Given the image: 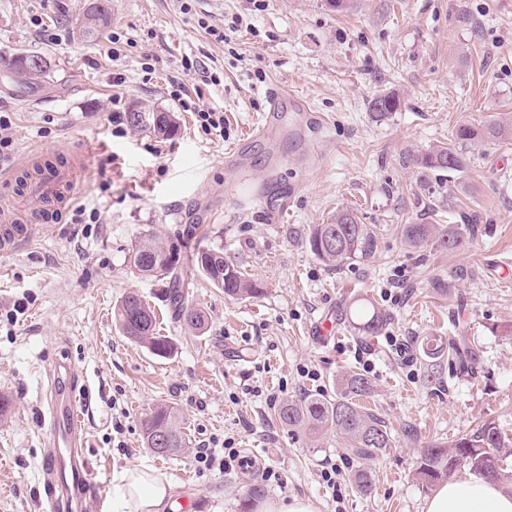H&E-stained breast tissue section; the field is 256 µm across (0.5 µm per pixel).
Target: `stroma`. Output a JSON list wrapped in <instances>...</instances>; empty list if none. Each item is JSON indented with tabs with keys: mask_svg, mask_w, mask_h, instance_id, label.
Returning <instances> with one entry per match:
<instances>
[{
	"mask_svg": "<svg viewBox=\"0 0 512 512\" xmlns=\"http://www.w3.org/2000/svg\"><path fill=\"white\" fill-rule=\"evenodd\" d=\"M91 2L0 0V111L16 147L0 207L43 223L42 202L12 171L65 156L85 164L51 230L0 253V395L11 401L0 416V512H49L40 412L58 361L86 387L84 512H110L114 476L142 464L167 476L175 510L299 496L319 512H424L421 448L489 421L512 441V139L467 145L460 176L424 178L406 158L451 144L459 126L512 119V0H352L344 12L326 0H108L109 23L89 43L77 22ZM22 50L45 55L51 76L16 83L7 62ZM279 86L302 104L282 102L265 122L266 93ZM381 92L401 98L382 118L370 108ZM196 105L223 113V136L201 131ZM141 107L172 113L175 132L132 124ZM79 205L97 223H72ZM342 209L374 225L377 248L334 270L306 236ZM463 212L482 225L465 250L405 243L404 225L455 224ZM188 224L202 236L183 238ZM148 234L177 246L184 265L223 249L263 294L235 300L194 278L185 299L208 326L190 330L163 298L165 278L129 263ZM133 290L175 342L171 357L116 327L112 308ZM361 299L389 315L383 335L348 323ZM323 319L335 328L324 341L313 334ZM425 336L465 339L474 373L428 383L411 350ZM350 372L372 383L361 404L393 438L365 461L336 435L315 440L277 417L285 400L335 395ZM158 403L178 409L187 438L169 458L144 444L141 421ZM228 440L263 463L224 468ZM202 447L215 464L199 462ZM331 467L337 497L321 477ZM360 467L371 493L352 480Z\"/></svg>",
	"mask_w": 512,
	"mask_h": 512,
	"instance_id": "1",
	"label": "stroma"
}]
</instances>
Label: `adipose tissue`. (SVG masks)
<instances>
[{
    "label": "adipose tissue",
    "instance_id": "adipose-tissue-1",
    "mask_svg": "<svg viewBox=\"0 0 512 512\" xmlns=\"http://www.w3.org/2000/svg\"><path fill=\"white\" fill-rule=\"evenodd\" d=\"M171 486L155 468L142 465L114 479L112 512H167ZM424 512H512V492L481 478L442 483Z\"/></svg>",
    "mask_w": 512,
    "mask_h": 512
}]
</instances>
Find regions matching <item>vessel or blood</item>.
<instances>
[{"label":"vessel or blood","mask_w":512,"mask_h":512,"mask_svg":"<svg viewBox=\"0 0 512 512\" xmlns=\"http://www.w3.org/2000/svg\"><path fill=\"white\" fill-rule=\"evenodd\" d=\"M77 174L69 168L45 173L40 179L43 198L52 199L60 187L75 186ZM36 231L35 225L24 223L21 217H0V251L9 253L28 242ZM52 400L43 420L44 493L55 512H71L72 497L88 482V465L83 454L85 433L82 405L75 381H63L60 368H53Z\"/></svg>","instance_id":"vessel-or-blood-1"}]
</instances>
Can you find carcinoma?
Returning a JSON list of instances; mask_svg holds the SVG:
<instances>
[{"label":"carcinoma","mask_w":512,"mask_h":512,"mask_svg":"<svg viewBox=\"0 0 512 512\" xmlns=\"http://www.w3.org/2000/svg\"><path fill=\"white\" fill-rule=\"evenodd\" d=\"M109 20L105 2L93 6L84 17L79 35L87 42L98 38ZM21 56L12 58L10 69L20 83H37L49 75V66L37 72L17 68ZM401 106L400 98L394 93H379L371 100L372 111L386 116ZM153 130L162 136H170L176 130L171 115L166 112L152 113ZM512 137V123L494 122L482 127L461 126L455 134L457 144L440 146L411 159V163L422 171H448L463 173L470 167V157L464 146L484 140L497 141ZM476 224H406L403 234L414 247L430 242L437 247L457 252L465 249L476 236ZM311 251L333 269L343 267L349 261L370 255L376 248V233L368 224L360 223L351 211L336 214L331 224L312 225L308 237ZM131 266L144 277L168 275L169 286L163 292L175 316L194 330L206 328V316L197 307L185 304L182 288L185 279L178 272L180 255L165 246L155 236L141 238L129 253ZM191 272L206 278L215 287L224 290L232 298H250L260 295V283L246 279L229 261L224 259L222 249L208 248L197 251L192 259ZM124 296L114 309V319L128 339L144 344L158 357L173 354L175 344L168 336L156 333V320L151 307L140 300L143 319H138L128 306ZM352 323L358 331L367 336L379 335L388 324V315L370 302L361 303L353 309ZM420 363L427 381L435 382L440 376L444 362L462 373L472 370L477 354L461 348L455 342L447 343L436 336H427L415 343ZM371 384L360 374H348L338 381L336 398L318 394H306L283 403L278 409L279 421L291 428H302L310 434L334 433L345 444L348 455L368 460L392 445L387 426L374 414L362 410L357 399L369 395ZM142 431L146 447L152 439L162 434L170 438V452L174 456L186 445L185 434L179 417L168 405H157L142 419ZM507 447L506 437L500 427L484 423L475 432L457 438L450 445L432 444L421 449L416 460L414 476L423 486L431 488L446 479L459 465L463 464L476 475L498 481L502 478L500 467L502 449Z\"/></svg>","instance_id":"1"}]
</instances>
